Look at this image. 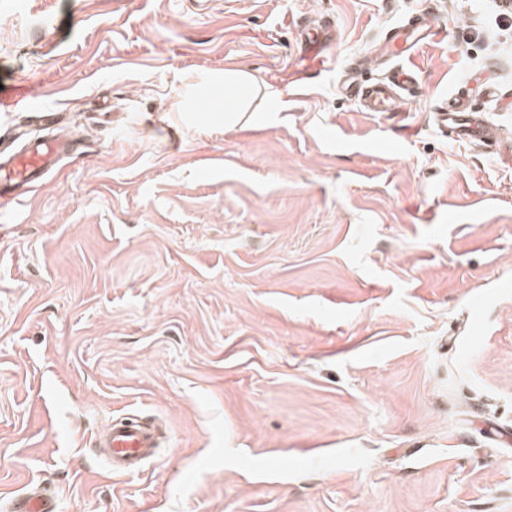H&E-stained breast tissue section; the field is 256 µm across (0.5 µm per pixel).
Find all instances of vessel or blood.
Masks as SVG:
<instances>
[{"instance_id":"obj_1","label":"vessel or blood","mask_w":512,"mask_h":512,"mask_svg":"<svg viewBox=\"0 0 512 512\" xmlns=\"http://www.w3.org/2000/svg\"><path fill=\"white\" fill-rule=\"evenodd\" d=\"M432 23L425 18L397 28L392 36L378 47L376 57L402 59L427 44L432 37ZM302 52L314 60V72H329L334 63L327 52V38L309 33L302 40ZM417 83L412 67L396 70L389 81L362 86L358 96L369 112H399L400 92L410 90ZM0 112H25L49 130L48 135L22 140L11 150H0V202L11 204L27 198L50 176L60 170L64 158L78 149L76 140L54 133L61 121L60 113L51 111L38 102L33 85L11 84L0 88ZM435 121L443 133L456 139H466L478 145L495 143L497 135L488 127L481 114L473 111L461 99H454L436 113ZM158 430L135 418L110 422L100 437L106 466L110 472L123 475L133 472L155 456L159 446ZM11 512H55L52 498L36 493L16 496L11 501Z\"/></svg>"}]
</instances>
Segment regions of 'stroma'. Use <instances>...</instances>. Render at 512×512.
I'll return each instance as SVG.
<instances>
[{
	"label": "stroma",
	"instance_id": "35a3bbf8",
	"mask_svg": "<svg viewBox=\"0 0 512 512\" xmlns=\"http://www.w3.org/2000/svg\"><path fill=\"white\" fill-rule=\"evenodd\" d=\"M423 13L417 96L362 111L342 71L388 76L370 51ZM305 21L336 69L300 97ZM228 69L257 90L236 123ZM4 76L87 148L0 207V492L512 512V165L431 117L462 97L512 138L493 0H0ZM124 417L169 432L111 475L93 440Z\"/></svg>",
	"mask_w": 512,
	"mask_h": 512
}]
</instances>
